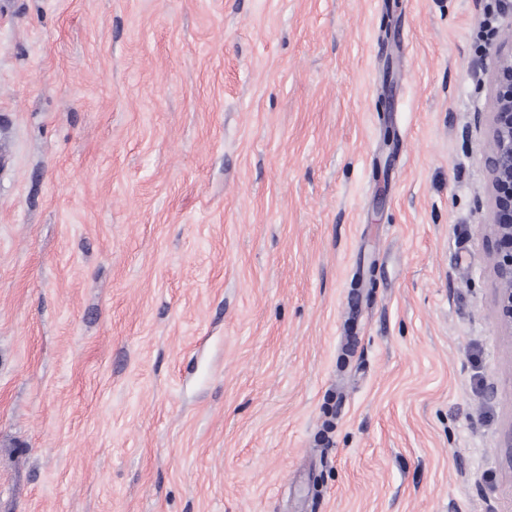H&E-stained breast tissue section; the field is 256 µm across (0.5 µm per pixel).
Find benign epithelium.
Segmentation results:
<instances>
[{
    "instance_id": "1",
    "label": "benign epithelium",
    "mask_w": 512,
    "mask_h": 512,
    "mask_svg": "<svg viewBox=\"0 0 512 512\" xmlns=\"http://www.w3.org/2000/svg\"><path fill=\"white\" fill-rule=\"evenodd\" d=\"M491 80L494 96L486 119L490 148L484 159L491 232L486 246L493 257L497 309L501 324L512 335V38L494 45Z\"/></svg>"
}]
</instances>
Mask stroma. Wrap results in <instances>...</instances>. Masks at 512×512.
Listing matches in <instances>:
<instances>
[{"label": "stroma", "mask_w": 512, "mask_h": 512, "mask_svg": "<svg viewBox=\"0 0 512 512\" xmlns=\"http://www.w3.org/2000/svg\"><path fill=\"white\" fill-rule=\"evenodd\" d=\"M512 0H0V512H512L487 52Z\"/></svg>", "instance_id": "35a3bbf8"}]
</instances>
